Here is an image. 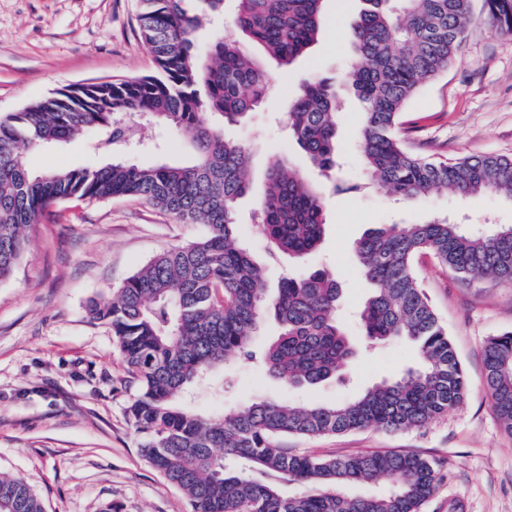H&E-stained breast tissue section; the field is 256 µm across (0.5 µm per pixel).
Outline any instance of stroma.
I'll use <instances>...</instances> for the list:
<instances>
[{
	"label": "stroma",
	"mask_w": 512,
	"mask_h": 512,
	"mask_svg": "<svg viewBox=\"0 0 512 512\" xmlns=\"http://www.w3.org/2000/svg\"><path fill=\"white\" fill-rule=\"evenodd\" d=\"M362 0H324L322 33L287 70L271 68L270 99L231 133L255 153L252 190L237 206L238 237L268 265V284L310 268L332 273L343 289L344 318L353 317L369 285L354 244L369 229L447 216L473 235L512 225V201L487 195L467 203L445 196L413 206L394 203L372 185L356 150L362 106L345 96L336 147L341 176L359 191L329 198L320 249L295 262L269 259L252 213L267 164L288 156L307 170L281 114L304 79L342 76L353 59L349 39ZM140 0H0V114L17 112L59 89L151 73L139 39ZM129 135L133 162L152 165L186 156L173 135ZM401 135L425 156L512 157V35L493 32L475 13L448 71L425 84L406 108ZM99 132L63 149L28 150L34 170L96 163ZM200 224H178L131 198L71 199L44 213L15 275L0 282V473L22 476L47 512H191L183 495L145 461L143 437L128 416L137 392L110 328L90 320L91 298L109 296L153 256L203 235ZM417 274L446 326L468 383L463 403L424 426L405 431L366 428L340 435L290 437L283 445L318 457L362 452H412L435 463L441 480L419 512H512V435L490 405L482 349L512 331V284L491 275L462 279L433 257ZM418 361L413 345L395 341L362 350L342 379L289 388L248 362L216 373L194 390L190 404L209 414L257 399L310 405L348 399Z\"/></svg>",
	"instance_id": "35a3bbf8"
}]
</instances>
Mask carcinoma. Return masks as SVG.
Instances as JSON below:
<instances>
[{"mask_svg": "<svg viewBox=\"0 0 512 512\" xmlns=\"http://www.w3.org/2000/svg\"><path fill=\"white\" fill-rule=\"evenodd\" d=\"M141 41L154 74L61 90L21 112L0 114V281L15 271L28 231L53 204L69 199H139L178 224L204 234L165 249L127 278L116 294L90 301L88 313L108 324L138 385L130 417L143 435L149 466L177 487L193 512H418L436 490L439 472L418 454L359 453L317 458L280 448L288 436L336 435L367 427H420L459 406L467 381L415 263L431 255L460 276L492 274L512 283V226L475 236L460 224L430 218L383 225L355 246L373 291L359 313L366 341L406 339L419 361L341 402L297 407L256 401L232 413L205 415L183 396L194 385L244 358L259 362L286 386H316L350 364L355 344L338 317L341 293L327 270L284 277L267 288L266 268L236 236V207L250 191V150L226 129L264 101L268 64L292 65L316 42L323 0H233L235 29L205 53L193 38L224 0H141ZM486 23L512 34V0H483ZM470 0H364L352 27L355 61L345 73L362 103L357 147L366 171L407 201L448 194L473 200L486 193L512 200V157L455 161L408 149L398 130L408 102L448 70L466 37ZM341 99L330 79L307 78L288 105L291 139L329 182L312 181L278 158L267 168L257 203L258 229L271 256L302 258L323 237L329 197L353 190L336 170ZM143 115L185 139L188 159L142 166L119 158L128 119ZM113 158L47 172L32 171L30 148L63 145L88 131ZM266 319L279 334L258 351L251 337ZM485 383L499 423L512 434V332L484 347ZM306 491L291 493L288 485ZM378 483L386 491L359 495ZM0 512H44L15 476H0Z\"/></svg>", "mask_w": 512, "mask_h": 512, "instance_id": "carcinoma-1", "label": "carcinoma"}]
</instances>
